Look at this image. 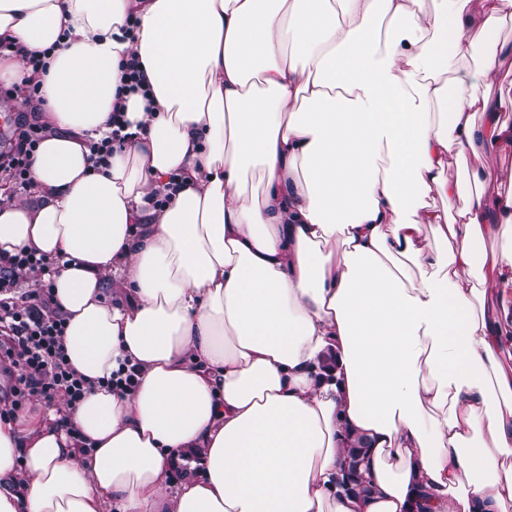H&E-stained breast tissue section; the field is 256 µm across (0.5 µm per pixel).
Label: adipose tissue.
Returning a JSON list of instances; mask_svg holds the SVG:
<instances>
[{"instance_id":"obj_1","label":"adipose tissue","mask_w":512,"mask_h":512,"mask_svg":"<svg viewBox=\"0 0 512 512\" xmlns=\"http://www.w3.org/2000/svg\"><path fill=\"white\" fill-rule=\"evenodd\" d=\"M511 24L512 0H0V81L40 82L48 127L0 253L57 262L95 384L0 421V512H512ZM131 55L148 93L95 171ZM125 366L133 391L100 386ZM117 131L118 130H112L110 136L91 145V154L89 159L91 160V166L95 171L102 168L104 165H107L117 148H121V139H117Z\"/></svg>"}]
</instances>
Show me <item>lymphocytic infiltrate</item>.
Wrapping results in <instances>:
<instances>
[{"mask_svg": "<svg viewBox=\"0 0 512 512\" xmlns=\"http://www.w3.org/2000/svg\"><path fill=\"white\" fill-rule=\"evenodd\" d=\"M45 137L38 118L25 121L8 151H0V175L18 186L30 180L34 154ZM36 274V286L21 291V273ZM55 269L44 256L20 250L0 255V371L8 382L0 392V420L13 418L35 397L64 391L68 403L91 390L69 364L63 344L64 318L52 308Z\"/></svg>", "mask_w": 512, "mask_h": 512, "instance_id": "f902f5d3", "label": "lymphocytic infiltrate"}]
</instances>
